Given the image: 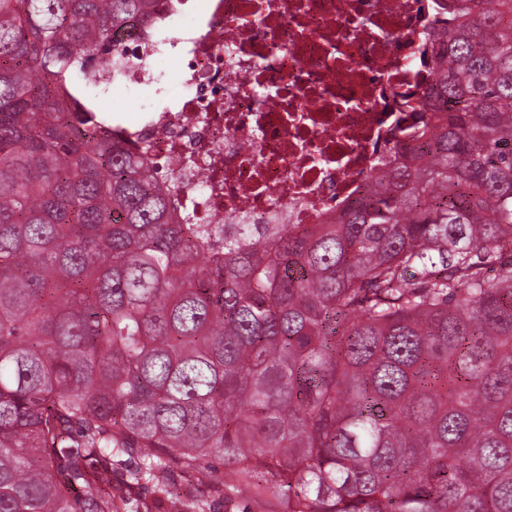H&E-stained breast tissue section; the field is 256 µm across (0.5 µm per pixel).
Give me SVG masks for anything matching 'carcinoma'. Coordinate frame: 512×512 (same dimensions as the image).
<instances>
[{"mask_svg": "<svg viewBox=\"0 0 512 512\" xmlns=\"http://www.w3.org/2000/svg\"><path fill=\"white\" fill-rule=\"evenodd\" d=\"M170 0H0V512L177 469L285 512H512V0L334 224H177L90 89ZM224 460L217 475L209 459Z\"/></svg>", "mask_w": 512, "mask_h": 512, "instance_id": "carcinoma-1", "label": "carcinoma"}]
</instances>
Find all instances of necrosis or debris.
I'll use <instances>...</instances> for the list:
<instances>
[{
	"label": "necrosis or debris",
	"mask_w": 512,
	"mask_h": 512,
	"mask_svg": "<svg viewBox=\"0 0 512 512\" xmlns=\"http://www.w3.org/2000/svg\"><path fill=\"white\" fill-rule=\"evenodd\" d=\"M434 0H172L123 93L122 133L145 148L186 224H327L385 169L437 78L423 56ZM411 107H403V96Z\"/></svg>",
	"instance_id": "necrosis-or-debris-1"
}]
</instances>
